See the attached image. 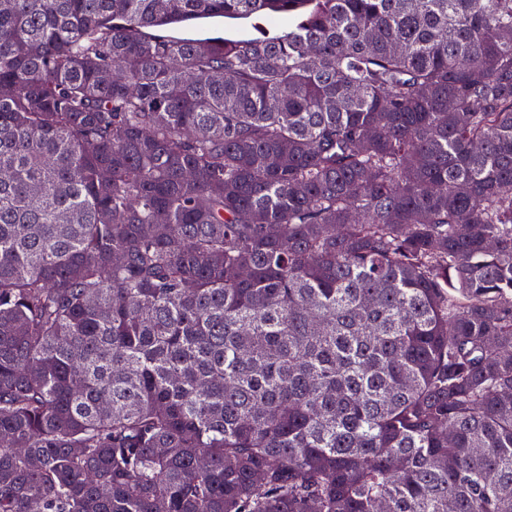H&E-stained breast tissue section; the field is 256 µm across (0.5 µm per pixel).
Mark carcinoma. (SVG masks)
Segmentation results:
<instances>
[{
  "label": "carcinoma",
  "mask_w": 512,
  "mask_h": 512,
  "mask_svg": "<svg viewBox=\"0 0 512 512\" xmlns=\"http://www.w3.org/2000/svg\"><path fill=\"white\" fill-rule=\"evenodd\" d=\"M1 171L0 512H512V0H0ZM254 22L256 20L253 19L213 18L181 25L173 29L172 33L185 38H198L214 29H220L223 30V36L226 38H249L258 35V32L253 28Z\"/></svg>",
  "instance_id": "1"
}]
</instances>
